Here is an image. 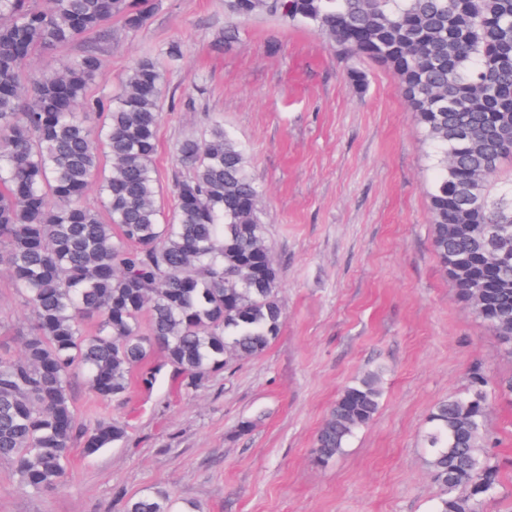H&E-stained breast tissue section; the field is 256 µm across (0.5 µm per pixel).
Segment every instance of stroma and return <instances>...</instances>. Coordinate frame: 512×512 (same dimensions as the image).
Segmentation results:
<instances>
[{
  "instance_id": "35a3bbf8",
  "label": "stroma",
  "mask_w": 512,
  "mask_h": 512,
  "mask_svg": "<svg viewBox=\"0 0 512 512\" xmlns=\"http://www.w3.org/2000/svg\"><path fill=\"white\" fill-rule=\"evenodd\" d=\"M89 95L120 90L129 61L179 42L158 128L162 205L176 146L206 115L246 149L263 189L266 241L285 318L256 357L198 389L169 375L106 405L71 383L78 417L120 416L124 442L74 448L59 490L22 492L0 461V512H122V495L169 491L198 512H428L439 488L422 435L431 407L464 390L473 366L512 381V358L459 302L432 248L427 147L393 73L345 58L300 23L225 15L223 0H161L150 24L112 19ZM30 315L0 272V355L18 357ZM382 370L375 419L326 467L314 437L339 393ZM252 421L249 434L237 426ZM501 471L484 512H512V397L489 410Z\"/></svg>"
}]
</instances>
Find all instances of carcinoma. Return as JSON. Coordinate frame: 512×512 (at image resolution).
<instances>
[{"instance_id":"carcinoma-1","label":"carcinoma","mask_w":512,"mask_h":512,"mask_svg":"<svg viewBox=\"0 0 512 512\" xmlns=\"http://www.w3.org/2000/svg\"><path fill=\"white\" fill-rule=\"evenodd\" d=\"M160 0H0V266L29 311L24 352L0 357V459L20 484L57 487L72 445L93 454L125 437L119 419L77 418L72 380L119 402L169 371L201 386L232 360L261 355L284 317L265 242L262 190L219 115L177 146L181 171L164 213L154 158L163 69L132 62L120 95L89 97L104 56L91 46L42 72L54 54L112 18L145 28ZM224 13L301 21L397 76L423 142L434 251L459 300L512 357V237L489 266L473 252L491 224L512 226V0H224ZM96 184L100 219L86 194ZM382 370L346 386L316 434L324 466L379 411ZM491 391L471 373L430 409L423 442L439 496L430 512H482L499 467L487 452ZM124 512H177L163 492Z\"/></svg>"}]
</instances>
